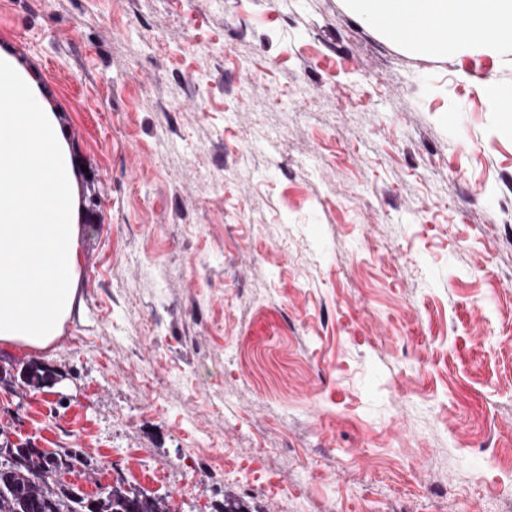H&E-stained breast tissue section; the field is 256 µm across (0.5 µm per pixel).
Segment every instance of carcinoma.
Masks as SVG:
<instances>
[{"label": "carcinoma", "mask_w": 512, "mask_h": 512, "mask_svg": "<svg viewBox=\"0 0 512 512\" xmlns=\"http://www.w3.org/2000/svg\"><path fill=\"white\" fill-rule=\"evenodd\" d=\"M89 468L77 449L40 453L26 444H0V512H171L160 500L112 488L95 498L58 479Z\"/></svg>", "instance_id": "carcinoma-1"}]
</instances>
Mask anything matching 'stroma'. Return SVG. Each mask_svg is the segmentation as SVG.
Here are the masks:
<instances>
[{"mask_svg": "<svg viewBox=\"0 0 512 512\" xmlns=\"http://www.w3.org/2000/svg\"><path fill=\"white\" fill-rule=\"evenodd\" d=\"M80 173L82 306L0 434L173 512H512V45L347 0H0Z\"/></svg>", "mask_w": 512, "mask_h": 512, "instance_id": "35a3bbf8", "label": "stroma"}]
</instances>
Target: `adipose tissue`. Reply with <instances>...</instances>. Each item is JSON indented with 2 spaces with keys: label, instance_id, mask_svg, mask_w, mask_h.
<instances>
[{
  "label": "adipose tissue",
  "instance_id": "ef3b65f1",
  "mask_svg": "<svg viewBox=\"0 0 512 512\" xmlns=\"http://www.w3.org/2000/svg\"><path fill=\"white\" fill-rule=\"evenodd\" d=\"M402 46L512 43V0H351ZM72 153L32 69L0 48V347L42 349L81 306Z\"/></svg>",
  "mask_w": 512,
  "mask_h": 512
}]
</instances>
